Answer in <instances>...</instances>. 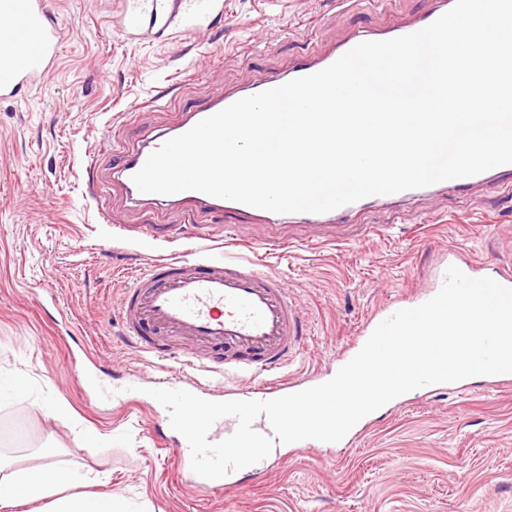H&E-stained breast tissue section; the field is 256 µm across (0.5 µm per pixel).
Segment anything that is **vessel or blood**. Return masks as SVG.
Returning a JSON list of instances; mask_svg holds the SVG:
<instances>
[{"instance_id": "vessel-or-blood-1", "label": "vessel or blood", "mask_w": 512, "mask_h": 512, "mask_svg": "<svg viewBox=\"0 0 512 512\" xmlns=\"http://www.w3.org/2000/svg\"><path fill=\"white\" fill-rule=\"evenodd\" d=\"M119 24L130 37L148 29L163 34L171 28L186 35L208 31L224 14V0H120ZM63 28L49 11L48 0H0V100L18 98L53 70ZM336 54L305 60L289 71L265 77V91L316 73L334 63ZM219 98L186 112L172 127L150 133L141 145L115 155L114 172L130 200L166 205L181 203L209 212H239L268 218L266 210L209 196L199 191L171 195L140 192L132 181L148 156L170 138L187 132L200 120L229 106ZM512 179V164L478 175L436 183V190L465 191ZM123 338L137 351L161 361L156 374L134 375L129 386L184 389L210 401L270 400L316 386L313 378L285 374L284 369L305 350L310 334L292 289L279 275L260 268L255 260L223 249L211 233L193 236L189 248L174 258L162 257L144 267L123 293L120 307ZM179 336L178 351L162 349L160 337ZM249 380L244 389L200 380L199 372ZM175 459L185 485L224 491L240 485L250 468L206 479L191 468V451L179 439Z\"/></svg>"}]
</instances>
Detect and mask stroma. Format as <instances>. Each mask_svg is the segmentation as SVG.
I'll list each match as a JSON object with an SVG mask.
<instances>
[{"instance_id":"stroma-1","label":"stroma","mask_w":512,"mask_h":512,"mask_svg":"<svg viewBox=\"0 0 512 512\" xmlns=\"http://www.w3.org/2000/svg\"><path fill=\"white\" fill-rule=\"evenodd\" d=\"M439 0H224V23L192 37L135 40L115 27L112 0H50L65 41L53 74L0 101V454L35 467L45 449L87 473L89 491L122 494L147 512H512V386L486 379L376 414L349 448L289 450L285 465L221 493L183 485L175 434L151 436L146 401L89 400L72 357L88 349L105 381L153 366L120 335L121 290L198 231L235 226L242 252L282 276L312 335L295 375L328 377L379 307L435 286L449 248L512 264V188L441 192L371 207L325 225L266 224L127 199L102 137L133 148L184 112L339 48L353 33L402 26ZM106 189L92 199L89 177ZM147 234L140 244L131 234ZM325 238L317 249L288 239Z\"/></svg>"}]
</instances>
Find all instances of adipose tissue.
<instances>
[{
  "label": "adipose tissue",
  "mask_w": 512,
  "mask_h": 512,
  "mask_svg": "<svg viewBox=\"0 0 512 512\" xmlns=\"http://www.w3.org/2000/svg\"><path fill=\"white\" fill-rule=\"evenodd\" d=\"M85 480L79 469L46 464L0 476V488H11L13 499L42 502V512H134L129 500L79 492Z\"/></svg>",
  "instance_id": "obj_1"
}]
</instances>
